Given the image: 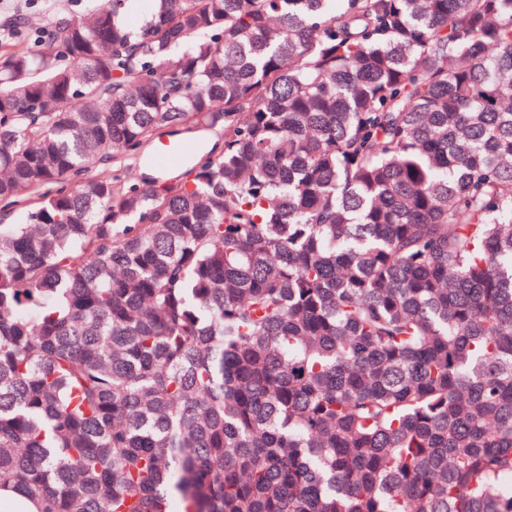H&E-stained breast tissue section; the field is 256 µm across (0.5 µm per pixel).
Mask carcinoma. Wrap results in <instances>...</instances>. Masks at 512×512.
I'll list each match as a JSON object with an SVG mask.
<instances>
[{"mask_svg": "<svg viewBox=\"0 0 512 512\" xmlns=\"http://www.w3.org/2000/svg\"><path fill=\"white\" fill-rule=\"evenodd\" d=\"M139 2L0 53V488L512 512V0ZM209 134H215L219 138L220 146L219 147H215L213 150L212 149H210V150L207 149V143H206L205 138H208ZM189 136L198 139L196 144L198 145L199 150H201L203 152H208V151L212 150L210 153H213V155H218L223 150L224 138H223L222 131H220V130H210V131L200 132V133H196V134H181V135H176V136H169L168 133H162V135L159 138H157L152 144H150L145 149L146 156L149 157V155L151 153H153L155 148L158 145H160L162 141H172V140L180 141V140H183V139H185V138H187ZM159 139H160L161 142L158 143V145L154 148L155 144L158 142Z\"/></svg>", "mask_w": 512, "mask_h": 512, "instance_id": "cac0c4a2", "label": "carcinoma"}]
</instances>
